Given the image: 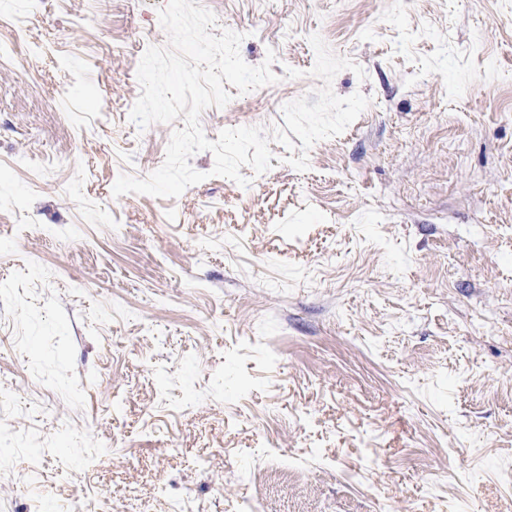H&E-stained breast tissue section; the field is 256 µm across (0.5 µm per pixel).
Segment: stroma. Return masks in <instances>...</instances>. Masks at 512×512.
<instances>
[{"mask_svg": "<svg viewBox=\"0 0 512 512\" xmlns=\"http://www.w3.org/2000/svg\"><path fill=\"white\" fill-rule=\"evenodd\" d=\"M166 2L0 0V512H512V0H199L279 77L208 140L284 127L315 34L370 103L306 171L117 197L184 126L126 125Z\"/></svg>", "mask_w": 512, "mask_h": 512, "instance_id": "stroma-1", "label": "stroma"}]
</instances>
